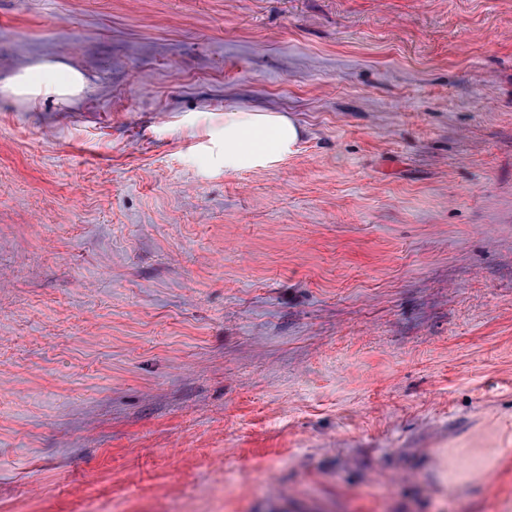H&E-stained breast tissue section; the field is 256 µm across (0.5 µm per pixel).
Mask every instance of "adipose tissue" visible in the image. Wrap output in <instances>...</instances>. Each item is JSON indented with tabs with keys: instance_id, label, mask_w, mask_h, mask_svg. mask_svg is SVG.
<instances>
[{
	"instance_id": "ef3b65f1",
	"label": "adipose tissue",
	"mask_w": 512,
	"mask_h": 512,
	"mask_svg": "<svg viewBox=\"0 0 512 512\" xmlns=\"http://www.w3.org/2000/svg\"><path fill=\"white\" fill-rule=\"evenodd\" d=\"M34 78L24 73L15 76L11 92L33 101L65 100L79 93L83 78L73 73L67 79L56 76L52 65L41 67ZM301 137L299 124L279 112L229 111L224 115V167L229 171L250 170L274 164L292 153Z\"/></svg>"
}]
</instances>
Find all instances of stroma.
Listing matches in <instances>:
<instances>
[{
  "mask_svg": "<svg viewBox=\"0 0 512 512\" xmlns=\"http://www.w3.org/2000/svg\"><path fill=\"white\" fill-rule=\"evenodd\" d=\"M0 512H512V0H0ZM42 75L33 78L28 72L14 77L9 85L15 96H26L38 101L41 99L65 100L83 89V78L75 72L62 80L55 75L54 67L49 64L40 66ZM301 127L280 112L229 111L224 114V168L267 167L292 153Z\"/></svg>",
  "mask_w": 512,
  "mask_h": 512,
  "instance_id": "1",
  "label": "stroma"
}]
</instances>
